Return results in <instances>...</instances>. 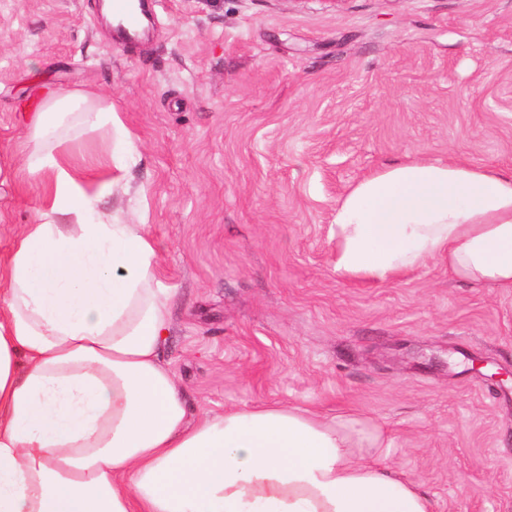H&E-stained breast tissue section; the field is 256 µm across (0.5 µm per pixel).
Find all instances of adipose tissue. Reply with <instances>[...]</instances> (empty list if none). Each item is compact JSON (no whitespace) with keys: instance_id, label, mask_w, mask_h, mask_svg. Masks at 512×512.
<instances>
[{"instance_id":"1","label":"adipose tissue","mask_w":512,"mask_h":512,"mask_svg":"<svg viewBox=\"0 0 512 512\" xmlns=\"http://www.w3.org/2000/svg\"><path fill=\"white\" fill-rule=\"evenodd\" d=\"M118 125L89 96L48 89L22 106L37 221L0 255V512H434L381 460L380 435L295 406L190 418L164 362L171 294L147 225L98 210L58 158L68 118ZM329 236L338 277L393 282L434 263L512 294V170L424 156L351 185Z\"/></svg>"}]
</instances>
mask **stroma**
Instances as JSON below:
<instances>
[{
    "label": "stroma",
    "instance_id": "1",
    "mask_svg": "<svg viewBox=\"0 0 512 512\" xmlns=\"http://www.w3.org/2000/svg\"><path fill=\"white\" fill-rule=\"evenodd\" d=\"M149 6L148 39L120 45L99 0H0V167L27 153L19 101L97 95L129 141L100 206L149 228L173 296L163 358L190 416L356 417L435 512H512V295L436 264L347 281L328 237L345 191L383 165L512 169V0ZM110 138L76 133L58 154L78 165ZM46 187L0 185L1 255Z\"/></svg>",
    "mask_w": 512,
    "mask_h": 512
}]
</instances>
